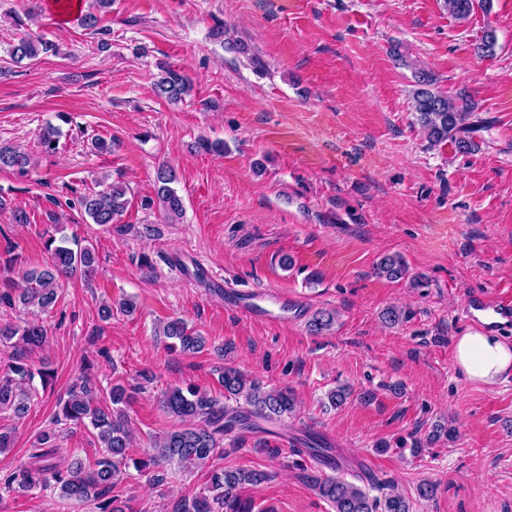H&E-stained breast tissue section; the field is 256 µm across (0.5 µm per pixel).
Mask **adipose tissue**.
<instances>
[{
    "instance_id": "ef3b65f1",
    "label": "adipose tissue",
    "mask_w": 512,
    "mask_h": 512,
    "mask_svg": "<svg viewBox=\"0 0 512 512\" xmlns=\"http://www.w3.org/2000/svg\"><path fill=\"white\" fill-rule=\"evenodd\" d=\"M454 363L466 380L495 384L512 374V343L491 329L467 330L455 340Z\"/></svg>"
}]
</instances>
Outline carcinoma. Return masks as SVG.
<instances>
[{"label":"carcinoma","instance_id":"1","mask_svg":"<svg viewBox=\"0 0 512 512\" xmlns=\"http://www.w3.org/2000/svg\"><path fill=\"white\" fill-rule=\"evenodd\" d=\"M444 6L456 19L466 20L474 10V0H444ZM55 52L56 44L46 37L22 34L11 45L10 57L21 63ZM414 78L417 89L413 92V110L431 145L449 142L462 154L479 151V144L473 139L480 125V120L476 119L477 101L466 92L450 97L437 91L435 78L423 68L415 69ZM153 85L158 95L172 103L182 101L193 89L185 71L169 65L159 68ZM60 135V128L49 122L39 132V144L44 151L53 152ZM30 164L27 152L0 146V165L23 171ZM176 181L174 167L165 162L158 165L152 204L169 224L178 222L184 213L183 199L173 187ZM128 191V186L117 180L99 191L79 195L77 202L93 223L110 228L130 205ZM73 244L71 248L49 239L47 249L51 250L52 265L40 271H23L25 290L17 296L11 291H0V304L13 308L20 303L45 312L58 298L60 278L78 272L91 277L95 271L91 248L77 240ZM374 272L379 277L399 279L405 274V265L397 255L386 256L376 264ZM334 322V313L318 311L309 319L308 327L321 333L330 329ZM163 335L171 339L168 348L173 351L198 352L205 346L203 336L179 318L164 325ZM46 338L47 329L37 321L23 326L10 322L0 324V345L5 347L10 343L14 348L8 362L0 366V408L10 407L18 415L27 410L35 377L28 364L27 351L44 345ZM221 382L222 401L197 386L165 391L164 410L182 421L183 426L155 440L153 453L147 459L133 461L128 454L130 430L125 411L130 393L124 386L114 385L109 391V403L102 406L90 379L83 376L69 388L67 399L58 402L55 423L90 424L96 430L104 453L90 466L79 458L65 464L59 458L55 432L46 431L37 439L29 461L1 479L0 485L8 493L57 490L60 497L71 502L94 504L96 512H124V508L117 505V498L109 493L122 481L129 465H134L139 472L152 469L151 481L161 486L167 480L162 464L175 462L186 469L204 466L224 453L225 436L281 421L295 411L292 393L268 389L236 369H224ZM267 479V473L261 470L214 468L203 490L177 499L171 512H268L238 493L245 485L256 486ZM311 487L319 497L331 503L334 512H412L410 500L395 490L382 497H372L369 491L333 476H314Z\"/></svg>","mask_w":512,"mask_h":512}]
</instances>
